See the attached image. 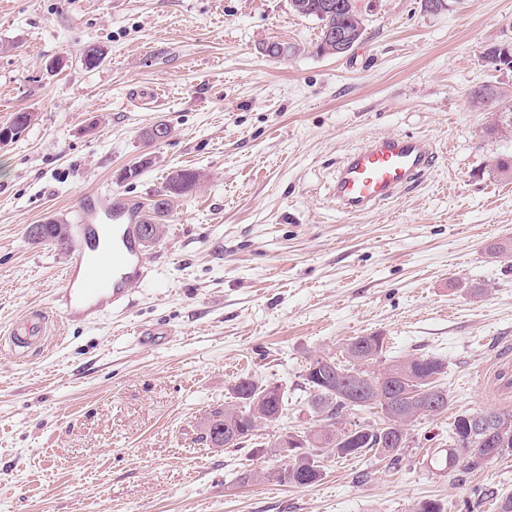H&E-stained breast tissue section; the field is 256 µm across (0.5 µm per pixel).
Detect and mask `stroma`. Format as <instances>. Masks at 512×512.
I'll use <instances>...</instances> for the list:
<instances>
[{"label":"stroma","mask_w":512,"mask_h":512,"mask_svg":"<svg viewBox=\"0 0 512 512\" xmlns=\"http://www.w3.org/2000/svg\"><path fill=\"white\" fill-rule=\"evenodd\" d=\"M366 3L361 42L336 56L289 0H0V124L34 115L0 144V335L33 309L58 317L69 255L26 225L92 190L144 212L170 172L203 175L146 244L129 310L23 358L0 350V512H499L512 451L445 473L430 460L457 414H512L493 381L512 377V257L496 252L512 246V175L493 170L512 159V69L481 57L512 38V0ZM271 41L288 55L265 56ZM160 122L171 134L148 143ZM390 134L432 142L435 166L376 210H337L343 157ZM368 333L388 358L448 363L447 411L411 426L397 464L330 456L310 486L244 484L285 458L200 441L243 376L288 393L265 441L314 428L309 359Z\"/></svg>","instance_id":"1"}]
</instances>
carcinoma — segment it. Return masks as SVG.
<instances>
[{"instance_id":"carcinoma-1","label":"carcinoma","mask_w":512,"mask_h":512,"mask_svg":"<svg viewBox=\"0 0 512 512\" xmlns=\"http://www.w3.org/2000/svg\"><path fill=\"white\" fill-rule=\"evenodd\" d=\"M328 0H290L291 10L303 17H312L321 22V29H334L340 25L354 31L355 41H360L364 28L349 8L336 12L326 8ZM483 59L494 69H512V48L504 53L501 44L487 47ZM202 180V175L193 170L172 171L162 198L140 217V224L159 221L170 210L171 198L192 191ZM25 235L35 245H54L62 249L69 247L71 228L55 219L41 224H29ZM386 355L385 337L370 333L353 336L342 344L336 355H318L311 358L306 367L304 380L310 391L309 407L317 414V428L303 432L306 446L284 448L276 441L272 447L286 453L288 464L276 471L247 470L240 475V482L247 484L255 480L272 478L282 484L309 486L323 476L321 459L329 456L358 458L367 453L393 463L400 455L409 437L410 424H400L393 412L400 404L413 409L417 418L437 416L448 410L445 390L435 384L448 368L447 362L437 356H408L383 362ZM376 363L383 367L374 372L370 367ZM379 408L380 421L364 422L333 431L331 426L342 414L367 412ZM288 410L285 391L271 388L251 377H240L227 386L224 408L215 409L205 417L201 425L200 440L208 446L224 445V437L232 438L231 447L250 444L261 437L258 419L265 424L281 420ZM474 416L465 412L455 416L449 431L448 448L436 457L435 467L448 470L463 460L476 467L487 459H496L512 449V437L505 443L490 445L486 434L470 432L467 421ZM465 447L460 448L457 442Z\"/></svg>"}]
</instances>
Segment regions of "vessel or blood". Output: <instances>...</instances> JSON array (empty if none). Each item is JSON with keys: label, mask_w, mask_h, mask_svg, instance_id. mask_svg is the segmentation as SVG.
I'll use <instances>...</instances> for the list:
<instances>
[{"label": "vessel or blood", "mask_w": 512, "mask_h": 512, "mask_svg": "<svg viewBox=\"0 0 512 512\" xmlns=\"http://www.w3.org/2000/svg\"><path fill=\"white\" fill-rule=\"evenodd\" d=\"M435 157L430 143L419 137L371 140L345 157L336 172L332 198L350 215L372 211L412 187ZM77 215L70 262L54 294L67 324L93 320L107 310L128 309L133 288L152 274L135 216L102 206L95 194L80 200ZM47 334L43 312L34 311L11 325L8 339L11 347L24 349L41 344Z\"/></svg>", "instance_id": "obj_1"}]
</instances>
